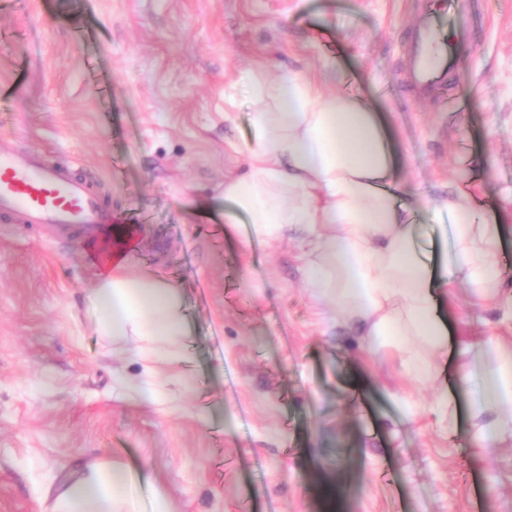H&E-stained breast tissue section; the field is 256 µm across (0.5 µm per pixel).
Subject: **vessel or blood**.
<instances>
[{"mask_svg": "<svg viewBox=\"0 0 512 512\" xmlns=\"http://www.w3.org/2000/svg\"><path fill=\"white\" fill-rule=\"evenodd\" d=\"M472 36L468 14L445 23L427 11L412 32L408 82L418 97L443 84L453 65L449 41ZM0 221L24 224L82 225L106 230L112 217L89 182L72 171L44 163L34 153L0 144Z\"/></svg>", "mask_w": 512, "mask_h": 512, "instance_id": "1", "label": "vessel or blood"}]
</instances>
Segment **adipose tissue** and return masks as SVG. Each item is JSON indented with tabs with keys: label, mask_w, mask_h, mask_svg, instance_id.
Wrapping results in <instances>:
<instances>
[{
	"label": "adipose tissue",
	"mask_w": 512,
	"mask_h": 512,
	"mask_svg": "<svg viewBox=\"0 0 512 512\" xmlns=\"http://www.w3.org/2000/svg\"><path fill=\"white\" fill-rule=\"evenodd\" d=\"M240 80L263 108L253 115L246 171L224 182L233 206L227 223L244 213L251 237L265 243L302 232L303 276L314 295L336 300L350 321L363 325L369 348L404 351L410 371L425 375L428 364L411 350L409 337L445 348L439 308L460 284L494 291L497 235H475L482 222L466 198L447 202L456 218L453 256L446 278H434L414 246L400 192L387 185L392 160L369 107L326 95L297 76L267 82L247 72ZM95 298L100 335L133 336L181 357L184 317L173 284L130 277L113 263L99 273ZM486 351L499 360L492 367L485 357L476 360L471 416L482 419L480 439L491 443L507 427L487 413L512 412V358H502L496 342ZM126 482L124 469L91 465L58 493L52 512H122Z\"/></svg>",
	"instance_id": "obj_1"
}]
</instances>
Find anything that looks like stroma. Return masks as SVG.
Wrapping results in <instances>:
<instances>
[{"label":"stroma","mask_w":512,"mask_h":512,"mask_svg":"<svg viewBox=\"0 0 512 512\" xmlns=\"http://www.w3.org/2000/svg\"><path fill=\"white\" fill-rule=\"evenodd\" d=\"M433 6L480 19L418 98L400 78L424 0H0V141L87 179L112 214L93 252L78 225L0 223V512H50L47 489L101 460L136 512H512V437L475 438L456 378L462 350L512 346L496 305L449 296L458 352L418 378L313 295L298 240L224 222L254 139L237 77L297 74L371 107L434 276L452 248L436 203L464 192L512 285V0ZM118 250L185 312L188 358L156 364L155 403L132 343L97 332L99 256Z\"/></svg>","instance_id":"35a3bbf8"}]
</instances>
